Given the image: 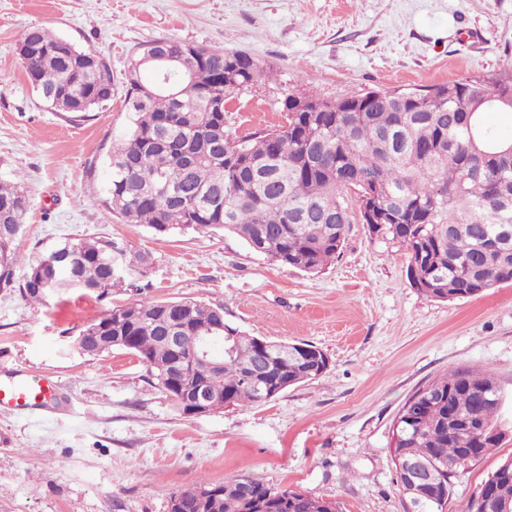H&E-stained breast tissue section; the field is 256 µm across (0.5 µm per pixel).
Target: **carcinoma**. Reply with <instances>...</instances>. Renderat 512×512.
<instances>
[{
  "label": "carcinoma",
  "mask_w": 512,
  "mask_h": 512,
  "mask_svg": "<svg viewBox=\"0 0 512 512\" xmlns=\"http://www.w3.org/2000/svg\"><path fill=\"white\" fill-rule=\"evenodd\" d=\"M163 42L186 67L159 87L140 64L154 42L133 53L125 92L132 126L109 155L105 203L113 213L161 236L219 229L274 262L319 273L342 247L354 196L359 214L378 212L381 223L368 225L370 234L402 248L410 285L423 295L466 299L512 282V158L500 154L501 137L486 121L503 110L499 97L512 87V60L494 78L449 81L402 97L380 90L336 99L289 94L281 102L286 124L236 140L224 126V103L261 85L265 69L220 46ZM18 52L30 84L57 111L86 114L108 103L107 62L81 70L99 53L69 47L39 26L23 31ZM27 209L19 186L0 181V286L13 281V245ZM151 265L148 253L110 238L80 239L50 250L20 291L36 303L72 290L104 297L136 287ZM182 319L192 331L218 327L212 352L224 358V369L206 385L226 406L261 404V390L283 392L328 367L313 344L244 335L224 322L222 305L146 296L89 322L72 347L88 356L134 354L185 414L179 389L161 379L172 353L158 341ZM100 336L119 342L99 349ZM262 353L267 361L256 386L247 376ZM496 388L490 371L456 368L400 410L396 451L411 460L435 458L446 469L436 485L422 488L426 512H445L460 477L502 441ZM486 482L512 512V458ZM177 495L189 512H342L337 501L244 477L202 481Z\"/></svg>",
  "instance_id": "cac0c4a2"
}]
</instances>
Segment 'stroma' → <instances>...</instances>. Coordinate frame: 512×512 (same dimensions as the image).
Returning a JSON list of instances; mask_svg holds the SVG:
<instances>
[{"mask_svg": "<svg viewBox=\"0 0 512 512\" xmlns=\"http://www.w3.org/2000/svg\"><path fill=\"white\" fill-rule=\"evenodd\" d=\"M32 26L105 58V109L81 116L42 100L17 52ZM158 38L240 50L271 72L226 103L239 139L285 124L289 94L333 99L499 73L512 59V0H0V180H19L28 204L13 282L0 288V369L52 376L60 393L44 423L0 411V512H169L174 493L232 476L336 500L343 512H409L390 453L394 419L420 388L471 367L493 373L506 436L457 484L447 512H465L512 457V282L427 298L410 286L403 250L360 223L313 274L220 230L158 236L113 214L106 162L132 121L125 75L133 52ZM99 236L150 254L144 291L23 298L40 257ZM143 295L223 305L244 334L313 343L329 366L262 404L181 414L132 353L89 357L70 345L88 321Z\"/></svg>", "mask_w": 512, "mask_h": 512, "instance_id": "obj_1", "label": "stroma"}]
</instances>
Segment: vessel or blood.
Returning a JSON list of instances; mask_svg holds the SVG:
<instances>
[{
    "label": "vessel or blood",
    "mask_w": 512,
    "mask_h": 512,
    "mask_svg": "<svg viewBox=\"0 0 512 512\" xmlns=\"http://www.w3.org/2000/svg\"><path fill=\"white\" fill-rule=\"evenodd\" d=\"M58 397V385L48 375L21 370L0 374V410L12 411L38 420L50 413Z\"/></svg>",
    "instance_id": "vessel-or-blood-1"
}]
</instances>
